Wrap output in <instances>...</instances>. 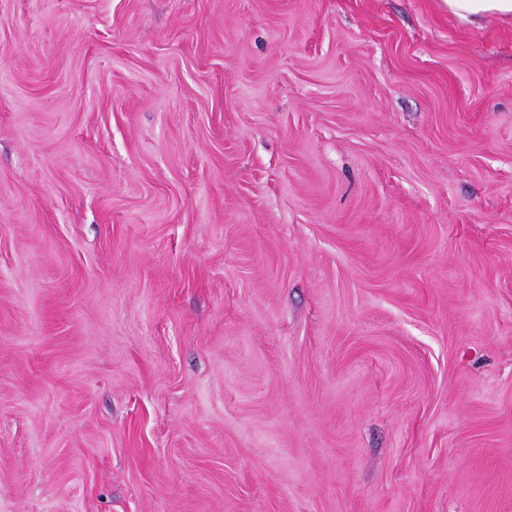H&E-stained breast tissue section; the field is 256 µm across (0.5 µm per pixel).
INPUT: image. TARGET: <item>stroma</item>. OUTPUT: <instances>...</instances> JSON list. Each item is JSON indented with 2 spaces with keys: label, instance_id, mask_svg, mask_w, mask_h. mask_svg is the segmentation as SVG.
<instances>
[{
  "label": "stroma",
  "instance_id": "obj_1",
  "mask_svg": "<svg viewBox=\"0 0 512 512\" xmlns=\"http://www.w3.org/2000/svg\"><path fill=\"white\" fill-rule=\"evenodd\" d=\"M0 512H512V26L0 0Z\"/></svg>",
  "mask_w": 512,
  "mask_h": 512
}]
</instances>
